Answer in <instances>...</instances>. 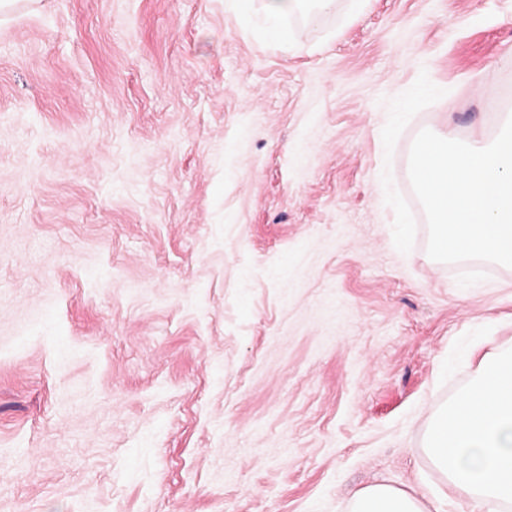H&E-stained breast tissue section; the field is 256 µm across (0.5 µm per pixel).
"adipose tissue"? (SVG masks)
<instances>
[{
	"label": "adipose tissue",
	"mask_w": 512,
	"mask_h": 512,
	"mask_svg": "<svg viewBox=\"0 0 512 512\" xmlns=\"http://www.w3.org/2000/svg\"><path fill=\"white\" fill-rule=\"evenodd\" d=\"M337 0H238L239 9L259 11L267 33L275 42L287 46L295 36L297 22L310 21L335 11ZM350 512H428L414 495L388 484H375L359 491Z\"/></svg>",
	"instance_id": "obj_1"
}]
</instances>
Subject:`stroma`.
Segmentation results:
<instances>
[{
	"label": "stroma",
	"instance_id": "1",
	"mask_svg": "<svg viewBox=\"0 0 512 512\" xmlns=\"http://www.w3.org/2000/svg\"><path fill=\"white\" fill-rule=\"evenodd\" d=\"M0 16V512H347L443 484L512 268L429 258L416 135L512 110V0ZM337 0H239L238 8L259 11L267 25V34L287 46L295 36L297 22L310 21L335 11ZM350 512H429L414 495L388 484H375L359 491Z\"/></svg>",
	"mask_w": 512,
	"mask_h": 512
}]
</instances>
